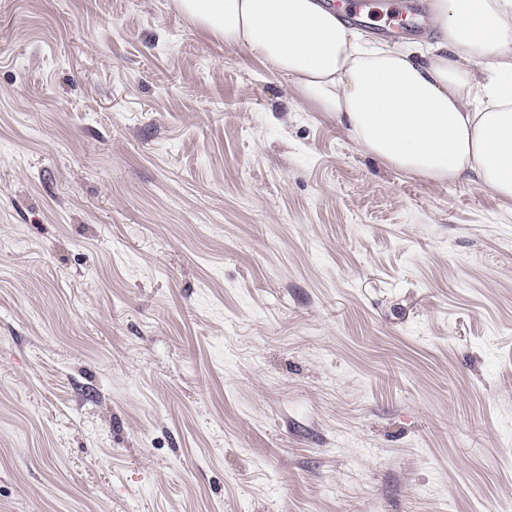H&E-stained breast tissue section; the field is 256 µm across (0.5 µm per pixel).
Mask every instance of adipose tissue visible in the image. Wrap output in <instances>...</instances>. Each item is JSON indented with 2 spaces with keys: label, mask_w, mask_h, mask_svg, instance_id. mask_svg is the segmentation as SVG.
<instances>
[{
  "label": "adipose tissue",
  "mask_w": 512,
  "mask_h": 512,
  "mask_svg": "<svg viewBox=\"0 0 512 512\" xmlns=\"http://www.w3.org/2000/svg\"><path fill=\"white\" fill-rule=\"evenodd\" d=\"M287 78L352 144L428 181L512 204V0H432L422 46L366 39L321 0H172Z\"/></svg>",
  "instance_id": "obj_1"
}]
</instances>
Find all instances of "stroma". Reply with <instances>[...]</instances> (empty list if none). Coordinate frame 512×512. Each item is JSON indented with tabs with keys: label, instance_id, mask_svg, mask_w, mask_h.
Returning <instances> with one entry per match:
<instances>
[{
	"label": "stroma",
	"instance_id": "35a3bbf8",
	"mask_svg": "<svg viewBox=\"0 0 512 512\" xmlns=\"http://www.w3.org/2000/svg\"><path fill=\"white\" fill-rule=\"evenodd\" d=\"M0 512H512V207L170 0H0Z\"/></svg>",
	"mask_w": 512,
	"mask_h": 512
}]
</instances>
